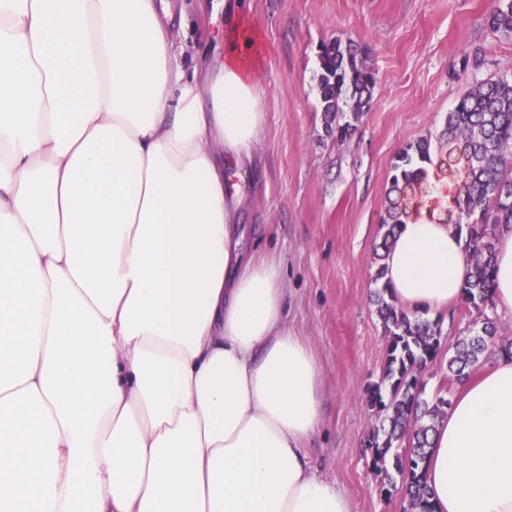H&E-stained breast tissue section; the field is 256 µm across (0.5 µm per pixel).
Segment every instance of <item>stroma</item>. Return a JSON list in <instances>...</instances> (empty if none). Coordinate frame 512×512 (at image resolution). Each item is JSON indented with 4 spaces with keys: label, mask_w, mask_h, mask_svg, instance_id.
I'll use <instances>...</instances> for the list:
<instances>
[{
    "label": "stroma",
    "mask_w": 512,
    "mask_h": 512,
    "mask_svg": "<svg viewBox=\"0 0 512 512\" xmlns=\"http://www.w3.org/2000/svg\"><path fill=\"white\" fill-rule=\"evenodd\" d=\"M219 0H177L185 15L186 73L224 54ZM505 0H245L259 39L256 81L265 122L257 180L243 184L242 224L264 225L251 243L283 255L285 315L320 360L323 422L309 448L317 475L356 512H400V488L383 491L367 439L366 400L387 338L370 298L373 247L398 152L437 133L475 83L512 75V35L493 31ZM355 45L371 69L373 102L348 139L324 131L314 79L321 43Z\"/></svg>",
    "instance_id": "35a3bbf8"
}]
</instances>
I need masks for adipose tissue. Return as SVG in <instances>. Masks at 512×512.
<instances>
[{"instance_id":"ef3b65f1","label":"adipose tissue","mask_w":512,"mask_h":512,"mask_svg":"<svg viewBox=\"0 0 512 512\" xmlns=\"http://www.w3.org/2000/svg\"><path fill=\"white\" fill-rule=\"evenodd\" d=\"M170 0H0V512H354L316 475L320 364L254 255L239 177L264 125L255 33L206 80ZM403 308L457 305L452 225H400ZM493 303L512 318V226ZM434 512H512V359L430 437Z\"/></svg>"}]
</instances>
